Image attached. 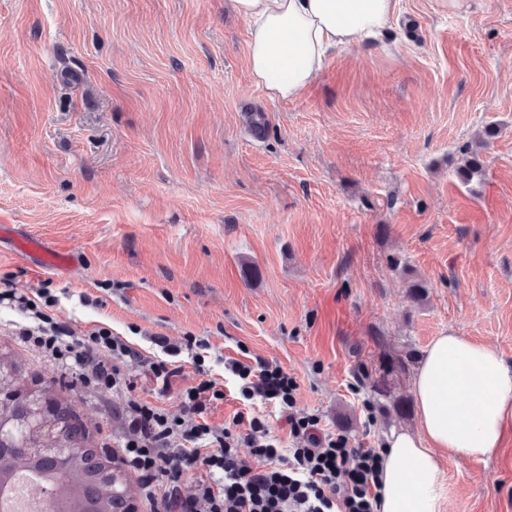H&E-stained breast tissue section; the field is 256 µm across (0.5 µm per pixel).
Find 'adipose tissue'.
Returning a JSON list of instances; mask_svg holds the SVG:
<instances>
[{
	"instance_id": "obj_1",
	"label": "adipose tissue",
	"mask_w": 512,
	"mask_h": 512,
	"mask_svg": "<svg viewBox=\"0 0 512 512\" xmlns=\"http://www.w3.org/2000/svg\"><path fill=\"white\" fill-rule=\"evenodd\" d=\"M252 24L248 64L269 98L312 85L330 50L380 35L397 0H231ZM419 432L392 431L381 453L379 512H442L436 452L485 456L512 422V366L492 346L446 334L413 379Z\"/></svg>"
}]
</instances>
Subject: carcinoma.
I'll list each match as a JSON object with an SVG mask.
<instances>
[{
  "label": "carcinoma",
  "instance_id": "cac0c4a2",
  "mask_svg": "<svg viewBox=\"0 0 512 512\" xmlns=\"http://www.w3.org/2000/svg\"><path fill=\"white\" fill-rule=\"evenodd\" d=\"M481 170L476 153L465 155L457 169L461 181L468 182ZM411 298L422 303L428 298L427 282L412 277L408 284ZM375 344L380 349L371 365L361 364L364 377L371 380L377 399L388 402L402 417L412 414L410 398L396 391L401 375L409 372L416 358L407 349H392L386 338L378 335ZM75 404L69 400L57 403L50 425L53 428L71 426L76 418ZM8 411L14 420L9 445L0 447V492L9 480L26 473L47 489L44 512H127V500L117 484L112 456L104 454L85 440L78 448H39L38 431L30 428V404L13 401Z\"/></svg>",
  "mask_w": 512,
  "mask_h": 512
}]
</instances>
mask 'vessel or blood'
I'll use <instances>...</instances> for the list:
<instances>
[{
    "label": "vessel or blood",
    "instance_id": "1",
    "mask_svg": "<svg viewBox=\"0 0 512 512\" xmlns=\"http://www.w3.org/2000/svg\"><path fill=\"white\" fill-rule=\"evenodd\" d=\"M0 239L4 240L14 257L37 263L59 275L70 274L78 265L77 255L69 248L56 246L46 239L19 231L14 225H0Z\"/></svg>",
    "mask_w": 512,
    "mask_h": 512
}]
</instances>
